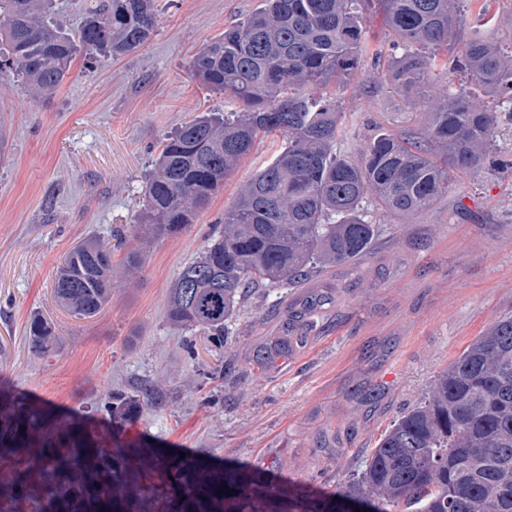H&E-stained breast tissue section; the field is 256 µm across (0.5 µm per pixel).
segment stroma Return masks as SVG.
I'll list each match as a JSON object with an SVG mask.
<instances>
[{
    "label": "stroma",
    "instance_id": "35a3bbf8",
    "mask_svg": "<svg viewBox=\"0 0 512 512\" xmlns=\"http://www.w3.org/2000/svg\"><path fill=\"white\" fill-rule=\"evenodd\" d=\"M260 0H156L159 26L140 49L77 58L53 95L35 97L0 73V432L35 413L33 447L81 428L99 447L153 445L172 456L256 470L310 496L334 492L365 449L414 406L448 363L512 315V126L501 125L483 167L455 174L434 207L401 222L379 212L362 259L322 269L297 288H262L218 345L166 319L168 290L197 257L224 209L285 145L259 136L194 224L155 239L143 266L117 275L110 302L79 318L51 288L80 242L133 234L143 185L163 137L228 103L195 78L193 56ZM463 35L512 42V0H492V24L466 6ZM376 55L337 89V150L379 130L422 134L436 88L389 80L395 55L382 14L367 19ZM302 317L284 330L287 312ZM60 338L45 360L29 346L32 317ZM164 396L114 426L102 406L139 381Z\"/></svg>",
    "mask_w": 512,
    "mask_h": 512
}]
</instances>
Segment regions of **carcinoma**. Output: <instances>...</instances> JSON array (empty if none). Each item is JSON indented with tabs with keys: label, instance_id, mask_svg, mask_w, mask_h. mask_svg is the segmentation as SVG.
Wrapping results in <instances>:
<instances>
[{
	"label": "carcinoma",
	"instance_id": "obj_1",
	"mask_svg": "<svg viewBox=\"0 0 512 512\" xmlns=\"http://www.w3.org/2000/svg\"><path fill=\"white\" fill-rule=\"evenodd\" d=\"M156 0H85L76 33L55 17L54 0H0V73L37 96L69 78L76 56H121L146 44L158 25ZM394 57L391 78L420 90L459 73L498 99L478 109L471 92L444 90L424 136L379 133L352 162L337 152L342 122L335 98L369 51L363 11L372 0H263L191 60L193 75L224 93L237 109L199 116L168 134L144 182L137 223L161 236L194 222L260 134L287 145L224 209V228L187 263L167 300L180 328L224 336V323L257 288H295L326 266L362 258L376 227L364 202L399 220L430 209L448 192L449 170L467 172L490 152L502 119L512 122V46L478 37L465 52L441 59L463 25L462 0H377ZM128 244L90 238L66 254L53 283L55 300L77 317L100 312L112 294V257ZM29 343L43 357L59 338L36 317ZM161 407L150 386L111 395L105 411L117 423L136 417L141 401ZM28 447L23 425L3 453ZM157 448H40L35 454L47 491L18 473L14 497L34 512H140L111 495L112 485L154 474ZM160 478L176 491L173 512H512V316L495 321L434 378L422 401L395 420L362 469L315 504L298 491L267 490L258 477L215 471L198 460L170 459Z\"/></svg>",
	"mask_w": 512,
	"mask_h": 512
}]
</instances>
